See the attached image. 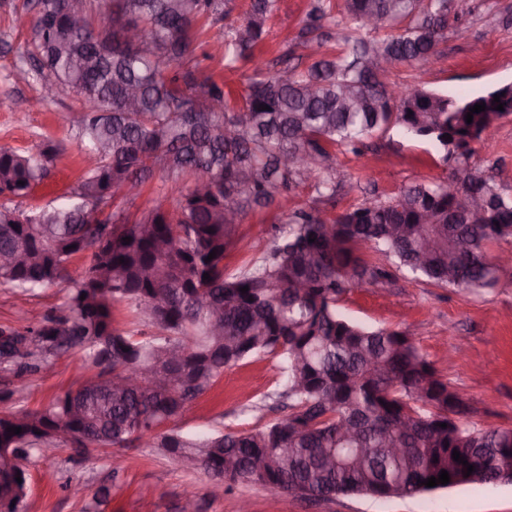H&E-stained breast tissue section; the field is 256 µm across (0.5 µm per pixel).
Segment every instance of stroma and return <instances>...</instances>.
I'll return each instance as SVG.
<instances>
[{"label":"stroma","instance_id":"stroma-1","mask_svg":"<svg viewBox=\"0 0 512 512\" xmlns=\"http://www.w3.org/2000/svg\"><path fill=\"white\" fill-rule=\"evenodd\" d=\"M465 37L448 35L439 46L433 68L400 63L388 80L397 86H420L451 94L478 93L512 84V0H453ZM309 0H282L268 25L261 47L276 64L286 46L296 43ZM31 0H0V147L30 153L51 151L48 174L27 199V206L62 203L87 171L79 124L80 97L62 89L54 101L41 102V84L30 65H18L17 50L30 38ZM212 60L207 70L235 93H243L252 74L250 64L223 72L224 26L211 24L200 35ZM473 163L512 187V117L495 123L471 145ZM341 188L333 214L363 200L383 199L415 182L442 180L448 168L428 144L397 129L373 135L363 154L336 152ZM277 207L248 213L225 259L229 269L250 264L269 242ZM66 291L52 285L24 291L0 285V327L36 325L51 310L63 309ZM345 317L372 327L404 331L427 354L437 374L469 405V420L478 429L512 428V271L498 287L475 294L465 288H441L404 270H393L385 283L353 286L336 304ZM96 372L81 350L54 357L41 372L25 377L0 371V392L10 391L6 408L39 409L78 388ZM278 374L269 358H254L225 368L205 394L171 421L185 434L215 429L249 431L283 413ZM24 512H93V496L103 486L111 491L105 512H181L194 498L199 512H239L248 500L251 512H512V484L437 490L415 497L376 500L339 495L313 502L260 486H237L214 500L208 477L184 470L158 449L137 444L81 456L69 448L52 456H31ZM84 487L74 495L68 484Z\"/></svg>","mask_w":512,"mask_h":512}]
</instances>
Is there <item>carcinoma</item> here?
I'll use <instances>...</instances> for the list:
<instances>
[{
	"instance_id": "obj_1",
	"label": "carcinoma",
	"mask_w": 512,
	"mask_h": 512,
	"mask_svg": "<svg viewBox=\"0 0 512 512\" xmlns=\"http://www.w3.org/2000/svg\"><path fill=\"white\" fill-rule=\"evenodd\" d=\"M344 2L337 31L332 0H310L301 42L309 65L298 69L287 50L272 72L259 46L280 0H250L241 24L224 32V71L254 64L236 95L205 74L211 55L196 54L202 29L229 17L224 0H34L20 59L35 62L42 99L64 87L83 98L79 135L90 166L66 203L27 208L50 153L0 148V285L67 289L64 309L38 327H0V368L35 374L79 348L98 373L46 407L0 411V446L12 456L0 459V512H24L29 476L18 462L67 445L69 435L83 438L81 454L145 437L163 451L174 442L191 470L223 490L258 485L322 499L413 497L512 474V428L472 427L462 395L408 336L336 310L352 284L386 280L391 266L439 287L499 283L503 266L490 246L512 243V190L470 157L471 143L512 116V97L496 103L495 89L456 96L386 82L393 65L423 67L440 55L450 0ZM127 23L141 46L121 41L118 25ZM481 102L485 110L466 122ZM391 128L442 152L449 175L328 215L321 204L336 202L333 153L360 155L367 138ZM157 171L167 185L154 206L85 222L88 204L105 207ZM300 186L314 195L306 209L288 198ZM169 192L178 195L173 208ZM274 204L281 216L267 249L228 270L242 217ZM364 245L390 266L365 261ZM77 255L88 266L72 280ZM117 304L153 332L115 327ZM174 352L184 356L180 385L141 374L139 365L164 366ZM261 356L276 359L288 395L280 418L249 432L162 430L224 368ZM443 470L449 483L423 484Z\"/></svg>"
}]
</instances>
